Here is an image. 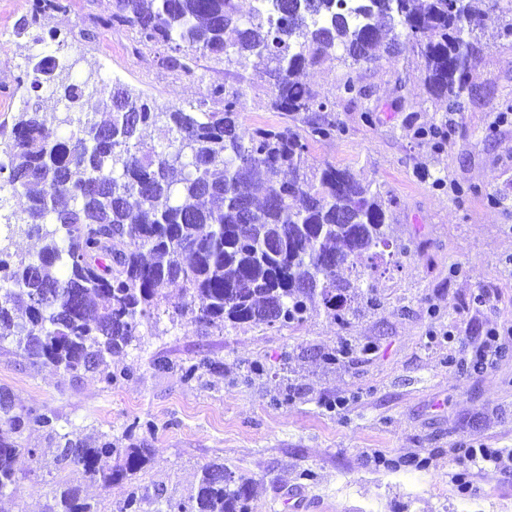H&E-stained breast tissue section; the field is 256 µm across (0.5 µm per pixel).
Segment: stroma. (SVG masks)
<instances>
[{
	"instance_id": "stroma-1",
	"label": "stroma",
	"mask_w": 512,
	"mask_h": 512,
	"mask_svg": "<svg viewBox=\"0 0 512 512\" xmlns=\"http://www.w3.org/2000/svg\"><path fill=\"white\" fill-rule=\"evenodd\" d=\"M27 5L0 0V128L12 127L23 109L33 40L51 29L75 62L73 80L104 73L161 108H186L207 99L211 85L239 83L246 127L283 121L266 106L258 68L196 54L190 72L166 68L160 49L111 23L112 0H70L67 13L34 26L26 23ZM500 22L490 13L475 89L437 147L414 134L439 121L445 105L425 92L412 55L350 71L330 59L307 72V83L329 97L352 72L378 100L372 125L359 107L337 101L344 133L312 143L307 154L308 164L349 168L394 201L389 235L406 252L365 269L362 282L377 307L340 323L318 304L288 327L244 324L205 334L164 317L113 357L110 384L31 365L12 343H0V387L16 406L55 411L61 434L92 440L129 430L152 448L143 470L105 488L75 469L54 468L52 434L27 430L16 462L22 480L15 495L0 498V512H43L64 482L81 485L103 512H118L134 491L144 497L142 512H156L157 495L187 497L213 461L254 481L255 512H284L294 488L305 491L306 512H512V478L473 470L467 495L453 479L456 449L512 453V122L487 135L512 105V37L496 36ZM399 95L401 111L393 106ZM436 176L442 186L433 185ZM483 291L492 305L475 303ZM490 328L501 333L500 351L478 370L464 348ZM330 353L336 363L327 361ZM159 357L173 370H156ZM205 357L221 359L223 369L184 380L180 366ZM414 454L429 458V468L409 465Z\"/></svg>"
}]
</instances>
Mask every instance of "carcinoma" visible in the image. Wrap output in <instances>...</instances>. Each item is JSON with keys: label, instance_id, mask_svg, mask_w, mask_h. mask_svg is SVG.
Returning a JSON list of instances; mask_svg holds the SVG:
<instances>
[{"label": "carcinoma", "instance_id": "1", "mask_svg": "<svg viewBox=\"0 0 512 512\" xmlns=\"http://www.w3.org/2000/svg\"><path fill=\"white\" fill-rule=\"evenodd\" d=\"M512 14V0H372L371 12L344 0H271L242 18L237 0H112V22L133 28L149 47L166 45L169 69L191 71L179 53L217 60L266 61L267 107L285 117L278 127L240 122L245 92L216 85L189 108L162 110L113 86L97 97L99 121L84 110L86 83L42 61L33 91L54 86L26 105L11 131H0V174L11 195L27 201L12 212L8 241L36 237V256L0 246V342L11 340L32 365H52L79 377L116 379L108 358L122 353L159 318H186L201 331L247 323L286 327L321 301L333 319L354 314L362 287L357 266L383 259L390 247L393 201L351 170L330 163L305 166L309 141L340 132L336 99L320 97L306 71L339 55L349 66L377 59L381 46L420 60L426 91L462 111L471 74L482 57L479 38L489 2ZM65 0H31L34 24L65 12ZM341 97L362 103L366 122L378 104L373 91L345 75ZM154 126L163 143H148ZM448 117L415 130L439 146ZM178 283L176 301L165 289ZM57 415L17 410L0 390V496L14 493L24 430L43 428L57 439L54 465L76 468L109 486L149 462L146 440L100 434L88 447L56 433ZM128 445H122V441ZM113 464H108V460ZM252 479L211 462L186 499L168 498L159 512H253ZM44 512H101L68 484L53 491Z\"/></svg>", "mask_w": 512, "mask_h": 512}]
</instances>
